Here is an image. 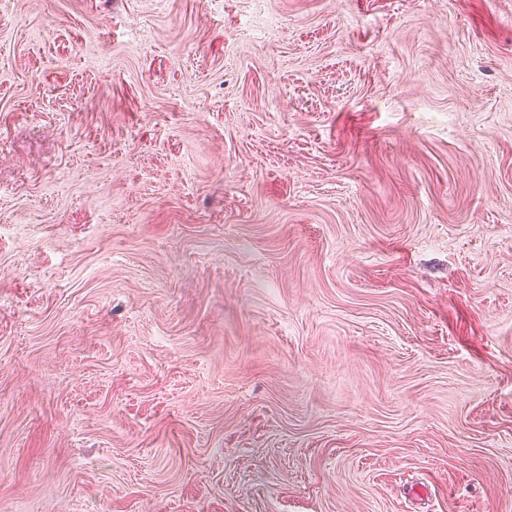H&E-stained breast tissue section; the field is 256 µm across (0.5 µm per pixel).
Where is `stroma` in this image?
I'll use <instances>...</instances> for the list:
<instances>
[{
  "label": "stroma",
  "mask_w": 512,
  "mask_h": 512,
  "mask_svg": "<svg viewBox=\"0 0 512 512\" xmlns=\"http://www.w3.org/2000/svg\"><path fill=\"white\" fill-rule=\"evenodd\" d=\"M0 512H512V0H0Z\"/></svg>",
  "instance_id": "35a3bbf8"
}]
</instances>
